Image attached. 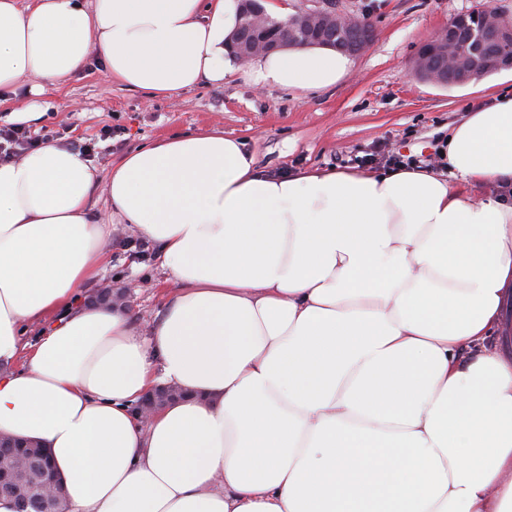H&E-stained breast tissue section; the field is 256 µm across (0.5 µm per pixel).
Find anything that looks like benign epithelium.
<instances>
[{"label": "benign epithelium", "instance_id": "7a95c632", "mask_svg": "<svg viewBox=\"0 0 512 512\" xmlns=\"http://www.w3.org/2000/svg\"><path fill=\"white\" fill-rule=\"evenodd\" d=\"M245 22L240 24L232 37L242 62H247L257 54L271 53L285 48V43L277 38L253 41L249 27L262 26L267 22L265 13L250 15L243 13ZM480 18L475 32L478 42L491 43L511 52L508 59L498 63L503 69H512V40L503 37L502 23L498 13L481 9L474 12ZM306 29L302 41L304 46H325L350 56L365 53L372 45L374 31L362 17L344 12L336 7V0H318V5L299 12L281 21L279 27L286 30L293 27ZM458 41L456 21L452 20L428 40L423 42L412 63L414 74L426 81L454 86L470 81V74L490 65L488 57L476 48L467 56L455 51Z\"/></svg>", "mask_w": 512, "mask_h": 512}]
</instances>
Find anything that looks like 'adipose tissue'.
I'll return each instance as SVG.
<instances>
[{"label": "adipose tissue", "instance_id": "adipose-tissue-1", "mask_svg": "<svg viewBox=\"0 0 512 512\" xmlns=\"http://www.w3.org/2000/svg\"><path fill=\"white\" fill-rule=\"evenodd\" d=\"M240 0H0V98L99 58L171 96L234 69ZM347 55L256 56L336 86ZM447 174L270 178L243 142L169 137L113 165L116 214L175 286L148 331L86 300L107 264L95 170L46 143L0 161V434L49 448L54 512H512V92L448 136ZM35 326L34 342L23 336ZM184 390L149 420L156 385Z\"/></svg>", "mask_w": 512, "mask_h": 512}]
</instances>
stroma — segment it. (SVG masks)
<instances>
[{
    "mask_svg": "<svg viewBox=\"0 0 512 512\" xmlns=\"http://www.w3.org/2000/svg\"><path fill=\"white\" fill-rule=\"evenodd\" d=\"M483 5L484 0H339V9L374 25L376 39L368 52L353 57L336 86L309 93L255 84L239 62L222 85L204 82L170 97L154 96L112 80L93 59L65 85L44 87L36 96L24 85L19 96L35 99L44 111L33 132L57 131L58 144L76 152L95 144L90 162L102 180L113 164L147 144L210 130L242 141L265 175L354 170L371 155L377 172L391 155L421 160L434 155L451 128L512 89V70L451 87L412 72L425 38ZM107 128L112 136L106 140ZM91 204L110 226L109 264L101 284L87 294L133 285L127 310L139 328H147L171 291L158 246L113 215L103 188H96Z\"/></svg>",
    "mask_w": 512,
    "mask_h": 512,
    "instance_id": "stroma-1",
    "label": "stroma"
}]
</instances>
